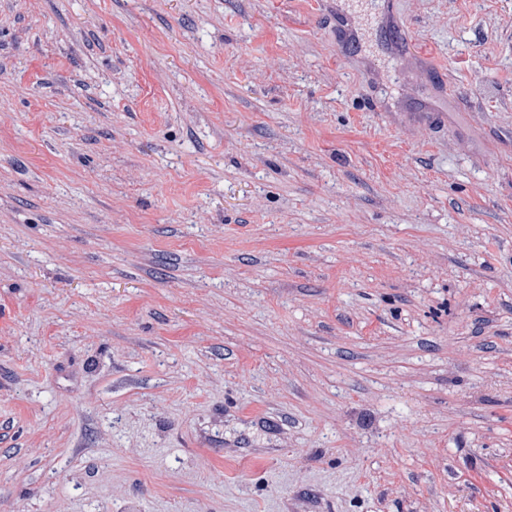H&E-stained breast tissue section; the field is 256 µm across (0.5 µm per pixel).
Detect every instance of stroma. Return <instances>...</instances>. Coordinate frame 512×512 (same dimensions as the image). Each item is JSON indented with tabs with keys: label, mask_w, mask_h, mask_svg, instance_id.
Segmentation results:
<instances>
[{
	"label": "stroma",
	"mask_w": 512,
	"mask_h": 512,
	"mask_svg": "<svg viewBox=\"0 0 512 512\" xmlns=\"http://www.w3.org/2000/svg\"><path fill=\"white\" fill-rule=\"evenodd\" d=\"M0 512H512V0H0Z\"/></svg>",
	"instance_id": "1"
}]
</instances>
